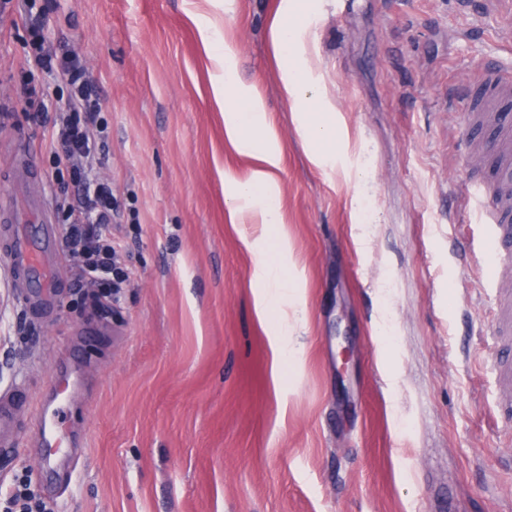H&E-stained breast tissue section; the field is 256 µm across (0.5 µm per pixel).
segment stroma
<instances>
[{
    "mask_svg": "<svg viewBox=\"0 0 512 512\" xmlns=\"http://www.w3.org/2000/svg\"><path fill=\"white\" fill-rule=\"evenodd\" d=\"M272 0H235V64L275 119L277 199L298 333L261 326L269 300L254 224L224 220V140L198 27L208 0H44L43 33L84 61L108 122L102 167L127 273L104 305L58 286L40 314L0 261V392L30 402L0 479L44 492L36 408L60 372L79 380L76 437L56 512H512V418L496 413L486 281L469 245L480 213L467 182L489 130L463 124L452 93L512 62V12L485 0H315L314 85L350 148L316 167L271 61ZM17 0L0 13V231L42 240L57 223L51 129L29 121L67 89L32 67ZM361 207L352 211L350 199ZM349 347L342 363L341 347Z\"/></svg>",
    "mask_w": 512,
    "mask_h": 512,
    "instance_id": "35a3bbf8",
    "label": "stroma"
}]
</instances>
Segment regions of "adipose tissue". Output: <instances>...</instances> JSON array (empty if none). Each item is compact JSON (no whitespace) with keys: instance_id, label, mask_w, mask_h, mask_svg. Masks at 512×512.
I'll list each match as a JSON object with an SVG mask.
<instances>
[{"instance_id":"adipose-tissue-1","label":"adipose tissue","mask_w":512,"mask_h":512,"mask_svg":"<svg viewBox=\"0 0 512 512\" xmlns=\"http://www.w3.org/2000/svg\"><path fill=\"white\" fill-rule=\"evenodd\" d=\"M313 12L312 0H274L269 17L272 59L281 77V89L291 106L297 129L311 161L320 167L335 166L336 155L350 145L347 126L337 124L313 90L316 59L308 50L312 35L305 22ZM211 70V92L224 118V138L247 159L245 170L225 169V220L230 224H257L262 233L277 231L286 218L276 201L283 149L274 133V122L262 98L247 84L234 65L232 28L224 30V48L216 50L211 28L199 30Z\"/></svg>"}]
</instances>
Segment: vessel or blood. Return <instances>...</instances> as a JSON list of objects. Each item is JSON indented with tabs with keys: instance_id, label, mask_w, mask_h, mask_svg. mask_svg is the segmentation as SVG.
Listing matches in <instances>:
<instances>
[{
	"instance_id": "obj_1",
	"label": "vessel or blood",
	"mask_w": 512,
	"mask_h": 512,
	"mask_svg": "<svg viewBox=\"0 0 512 512\" xmlns=\"http://www.w3.org/2000/svg\"><path fill=\"white\" fill-rule=\"evenodd\" d=\"M465 123L486 120L497 126V138L488 149L494 157L497 181L468 185L467 196L476 202L491 199L492 205L485 213V224L472 251L485 262L487 269L488 298L496 311L491 330L499 344L512 341V293L499 288L496 268L512 263V71L497 65L487 68L479 87L461 90ZM37 245L24 233H16L6 252L14 269L32 271L40 287L52 285L56 272L53 267H40L36 254ZM25 393L24 385H17L10 392L0 395V447L7 448L15 427L16 412ZM37 445L57 448L63 442L59 412L55 408L43 409L36 418Z\"/></svg>"
}]
</instances>
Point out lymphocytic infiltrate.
I'll return each instance as SVG.
<instances>
[{
    "label": "lymphocytic infiltrate",
    "instance_id": "obj_1",
    "mask_svg": "<svg viewBox=\"0 0 512 512\" xmlns=\"http://www.w3.org/2000/svg\"><path fill=\"white\" fill-rule=\"evenodd\" d=\"M31 15L30 62L51 76L60 77L70 88L67 112L51 116L49 105L30 113L34 124L51 123L52 178L59 186L75 184L77 202L61 199L58 203L63 225L65 255L73 271L76 288L91 289L92 300L112 296L113 196L111 180L98 176L96 166L106 161L108 146L101 118V105L90 88L87 69L74 57H59L42 34L34 10L37 0H24Z\"/></svg>",
    "mask_w": 512,
    "mask_h": 512
}]
</instances>
